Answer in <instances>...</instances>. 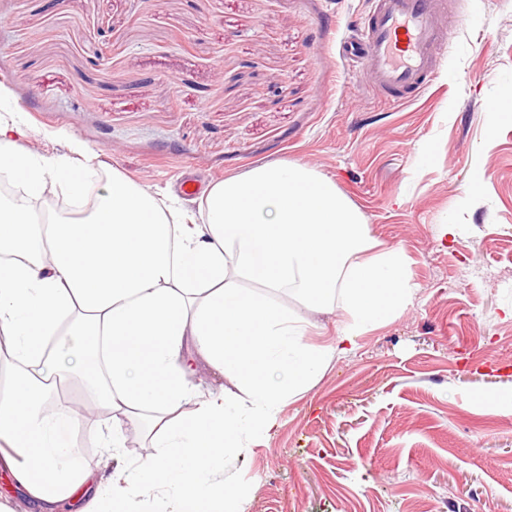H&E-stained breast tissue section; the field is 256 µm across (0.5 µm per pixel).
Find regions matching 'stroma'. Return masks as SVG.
Wrapping results in <instances>:
<instances>
[{
  "label": "stroma",
  "mask_w": 512,
  "mask_h": 512,
  "mask_svg": "<svg viewBox=\"0 0 512 512\" xmlns=\"http://www.w3.org/2000/svg\"><path fill=\"white\" fill-rule=\"evenodd\" d=\"M372 0H0V85L36 156L79 139L160 197L288 161L409 257L410 301L247 436L243 512H512V0H452L417 101L385 105L338 47ZM454 233L442 236L441 225ZM288 310L296 294L276 292ZM331 344L341 306L309 311Z\"/></svg>",
  "instance_id": "35a3bbf8"
}]
</instances>
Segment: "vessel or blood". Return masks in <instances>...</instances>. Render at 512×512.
Listing matches in <instances>:
<instances>
[{
    "label": "vessel or blood",
    "mask_w": 512,
    "mask_h": 512,
    "mask_svg": "<svg viewBox=\"0 0 512 512\" xmlns=\"http://www.w3.org/2000/svg\"><path fill=\"white\" fill-rule=\"evenodd\" d=\"M373 3L363 28L340 51L361 64L370 88L399 105L423 93L442 66L437 50L451 35L448 0Z\"/></svg>",
    "instance_id": "vessel-or-blood-1"
}]
</instances>
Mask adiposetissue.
I'll return each instance as SVG.
<instances>
[{"mask_svg":"<svg viewBox=\"0 0 512 512\" xmlns=\"http://www.w3.org/2000/svg\"><path fill=\"white\" fill-rule=\"evenodd\" d=\"M24 121L0 117V172L35 198L84 199L93 154L34 161ZM408 258L381 248L334 182L273 163L210 185L191 203L158 199L113 172L92 209L37 223L30 206L0 200V348L14 366L0 386V468L44 506L88 480L73 438L96 436L114 460L81 512H130L120 419L143 413L157 452L140 474L155 487L148 512H239L234 485L213 479L243 432L270 435L288 400L309 388L355 339L409 301ZM298 288L311 309L343 293L333 344L305 342L308 320L259 289ZM67 333L73 359L47 348ZM234 382L204 398L196 359ZM85 378L106 425L80 408L42 407L71 375Z\"/></svg>","mask_w":512,"mask_h":512,"instance_id":"adipose-tissue-1","label":"adipose tissue"}]
</instances>
